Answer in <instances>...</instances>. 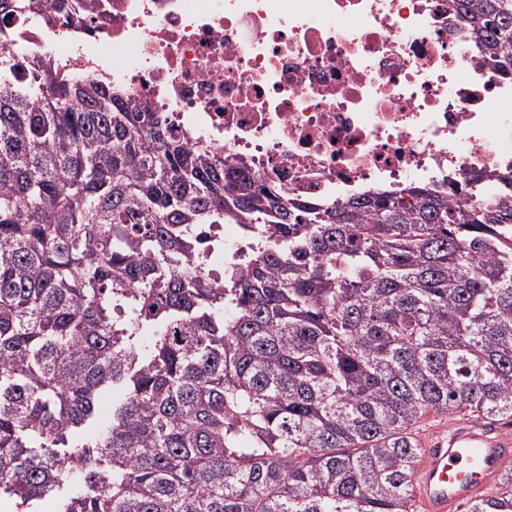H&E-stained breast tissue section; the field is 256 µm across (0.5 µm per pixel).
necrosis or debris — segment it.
Listing matches in <instances>:
<instances>
[{
	"mask_svg": "<svg viewBox=\"0 0 512 512\" xmlns=\"http://www.w3.org/2000/svg\"><path fill=\"white\" fill-rule=\"evenodd\" d=\"M59 4L0 23L16 78L53 46L296 197L420 184L463 206L473 173L512 170V76L452 0Z\"/></svg>",
	"mask_w": 512,
	"mask_h": 512,
	"instance_id": "necrosis-or-debris-1",
	"label": "necrosis or debris"
}]
</instances>
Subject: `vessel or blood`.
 Listing matches in <instances>:
<instances>
[{
  "mask_svg": "<svg viewBox=\"0 0 512 512\" xmlns=\"http://www.w3.org/2000/svg\"><path fill=\"white\" fill-rule=\"evenodd\" d=\"M510 459L512 440L492 436L480 424L457 423L424 450L415 476L423 512H451L459 503L486 495Z\"/></svg>",
  "mask_w": 512,
  "mask_h": 512,
  "instance_id": "obj_1",
  "label": "vessel or blood"
}]
</instances>
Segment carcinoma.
<instances>
[{
	"label": "carcinoma",
	"instance_id": "carcinoma-1",
	"mask_svg": "<svg viewBox=\"0 0 512 512\" xmlns=\"http://www.w3.org/2000/svg\"><path fill=\"white\" fill-rule=\"evenodd\" d=\"M512 74V0H454ZM57 0H0L48 15ZM0 51V498L418 512L428 415L512 418V175L313 203L124 88ZM199 224L264 238L215 288ZM468 512H512V464Z\"/></svg>",
	"mask_w": 512,
	"mask_h": 512
}]
</instances>
